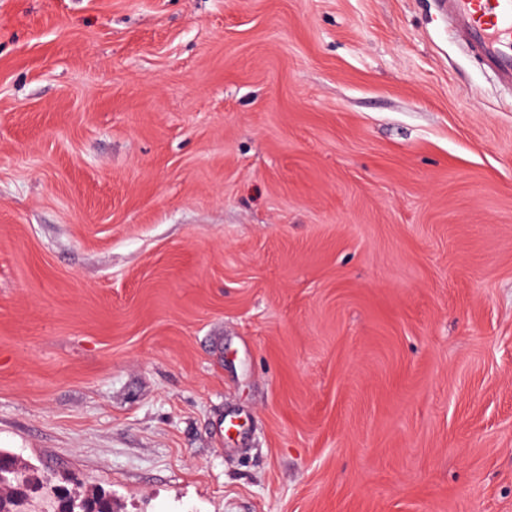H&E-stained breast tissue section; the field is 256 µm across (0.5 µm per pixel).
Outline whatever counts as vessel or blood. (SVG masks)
Instances as JSON below:
<instances>
[{
  "mask_svg": "<svg viewBox=\"0 0 512 512\" xmlns=\"http://www.w3.org/2000/svg\"><path fill=\"white\" fill-rule=\"evenodd\" d=\"M459 39L505 86L512 85V0H438Z\"/></svg>",
  "mask_w": 512,
  "mask_h": 512,
  "instance_id": "1",
  "label": "vessel or blood"
}]
</instances>
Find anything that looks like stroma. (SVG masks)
Instances as JSON below:
<instances>
[{
	"mask_svg": "<svg viewBox=\"0 0 512 512\" xmlns=\"http://www.w3.org/2000/svg\"><path fill=\"white\" fill-rule=\"evenodd\" d=\"M0 450L512 512V91L435 0H0Z\"/></svg>",
	"mask_w": 512,
	"mask_h": 512,
	"instance_id": "stroma-1",
	"label": "stroma"
}]
</instances>
